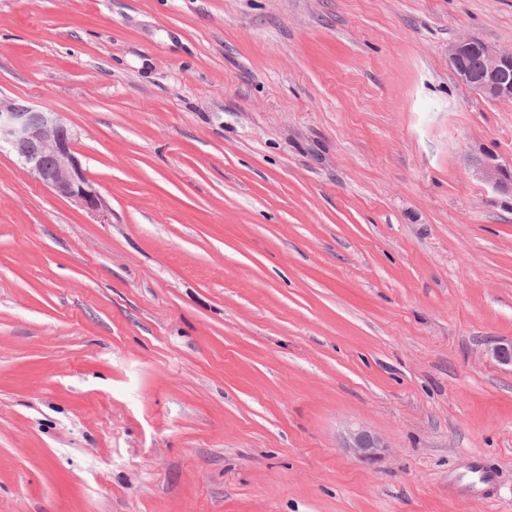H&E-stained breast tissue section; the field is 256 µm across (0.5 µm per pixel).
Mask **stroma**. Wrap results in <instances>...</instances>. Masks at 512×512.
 <instances>
[{
    "label": "stroma",
    "mask_w": 512,
    "mask_h": 512,
    "mask_svg": "<svg viewBox=\"0 0 512 512\" xmlns=\"http://www.w3.org/2000/svg\"><path fill=\"white\" fill-rule=\"evenodd\" d=\"M462 38L512 50V0H0V95L110 206L0 148V512H512V196L469 169L512 102ZM470 42V39H460L448 46V63L455 71L458 80L484 97L511 102L512 51H501L478 40H472L470 46ZM480 44H482L481 52ZM481 54L485 69L495 74L496 80L489 81L492 76L485 72ZM464 68L472 74L476 82ZM5 143L43 186L101 221L107 201L74 152V134L59 112L0 97V147ZM385 441L365 428L350 429L344 440V448L364 461L374 462L387 448Z\"/></svg>",
    "instance_id": "obj_1"
}]
</instances>
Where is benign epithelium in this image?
<instances>
[{"label": "benign epithelium", "mask_w": 512, "mask_h": 512, "mask_svg": "<svg viewBox=\"0 0 512 512\" xmlns=\"http://www.w3.org/2000/svg\"><path fill=\"white\" fill-rule=\"evenodd\" d=\"M470 40L460 39L448 46V63L458 80L479 94L494 100L512 101V51L481 45L485 69L497 79L475 82L460 66ZM7 144L43 186L69 199L101 221L108 220L109 206L74 152V134L60 113L0 97V145ZM474 173L502 194H512V171L482 152L471 158ZM344 447L364 461L374 462L387 448L385 441L365 428L350 429Z\"/></svg>", "instance_id": "7a95c632"}]
</instances>
